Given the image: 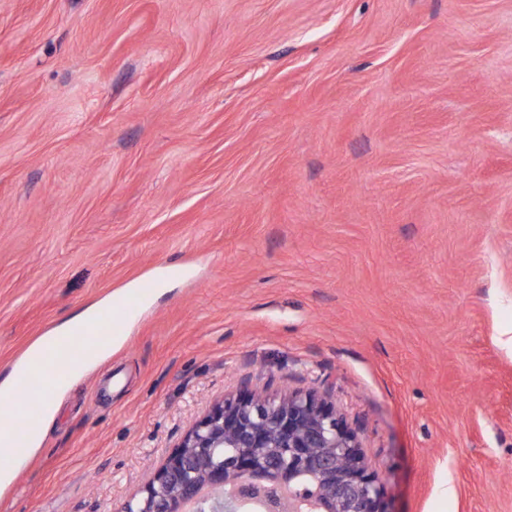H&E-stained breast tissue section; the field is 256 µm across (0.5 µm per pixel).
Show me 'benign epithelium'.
<instances>
[{
  "label": "benign epithelium",
  "instance_id": "obj_1",
  "mask_svg": "<svg viewBox=\"0 0 512 512\" xmlns=\"http://www.w3.org/2000/svg\"><path fill=\"white\" fill-rule=\"evenodd\" d=\"M386 512L358 433L315 389L245 388L197 419L153 477L114 512Z\"/></svg>",
  "mask_w": 512,
  "mask_h": 512
}]
</instances>
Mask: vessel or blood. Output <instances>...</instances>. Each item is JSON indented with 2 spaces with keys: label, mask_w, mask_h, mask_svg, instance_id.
I'll return each mask as SVG.
<instances>
[{
  "label": "vessel or blood",
  "mask_w": 512,
  "mask_h": 512,
  "mask_svg": "<svg viewBox=\"0 0 512 512\" xmlns=\"http://www.w3.org/2000/svg\"><path fill=\"white\" fill-rule=\"evenodd\" d=\"M134 311L131 305L103 309L88 331L57 338L48 346L43 359L24 364L14 397L0 398V423L10 426L14 442L12 448L0 451V467H17L15 449L27 446L31 430L38 426L44 414L43 399L53 389L60 366L107 346L113 322L131 316Z\"/></svg>",
  "instance_id": "b4317fda"
}]
</instances>
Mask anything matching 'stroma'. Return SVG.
I'll use <instances>...</instances> for the list:
<instances>
[{
  "label": "stroma",
  "instance_id": "35a3bbf8",
  "mask_svg": "<svg viewBox=\"0 0 512 512\" xmlns=\"http://www.w3.org/2000/svg\"><path fill=\"white\" fill-rule=\"evenodd\" d=\"M135 296L0 512H113L245 384L390 512H512V0H0V373Z\"/></svg>",
  "mask_w": 512,
  "mask_h": 512
}]
</instances>
